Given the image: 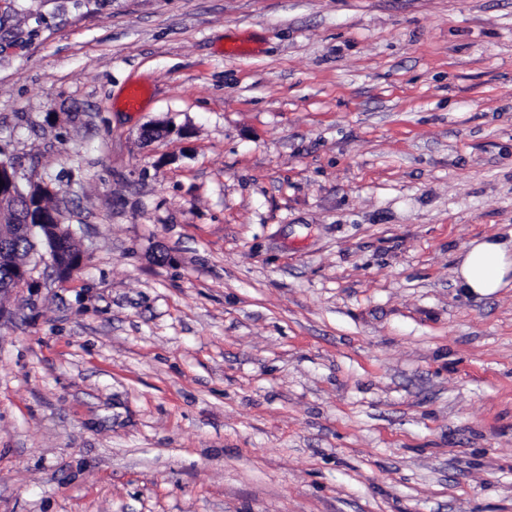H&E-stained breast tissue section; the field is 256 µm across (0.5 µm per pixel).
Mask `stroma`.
<instances>
[{"label": "stroma", "instance_id": "35a3bbf8", "mask_svg": "<svg viewBox=\"0 0 512 512\" xmlns=\"http://www.w3.org/2000/svg\"><path fill=\"white\" fill-rule=\"evenodd\" d=\"M0 159V512H512V0H0ZM17 209L15 221L11 224H5L0 213V265H7L15 271V283L17 286L25 285L26 287L34 288L36 284L33 278L34 270L30 273L28 262L19 260L4 243H1V241L6 238L26 237L33 242L35 230L38 229L41 236L42 233H45L47 239L53 244V249H49V254L59 276H68L82 266L84 257L79 251L74 252L72 250L70 255L63 256L62 250L58 249L59 239L68 238L70 232L68 228H65L64 225L59 222L52 212V221L48 222L50 224H31L30 216H27L26 210H22L21 206H18ZM29 240L16 238L11 242V246L15 250L23 252L30 251L33 249V245ZM509 259L508 243L496 240L476 242L465 253L458 269L457 278L467 291L479 295H491L504 288L508 272H512V241Z\"/></svg>", "mask_w": 512, "mask_h": 512}]
</instances>
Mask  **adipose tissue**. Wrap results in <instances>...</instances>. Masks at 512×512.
Returning a JSON list of instances; mask_svg holds the SVG:
<instances>
[{"label": "adipose tissue", "mask_w": 512, "mask_h": 512, "mask_svg": "<svg viewBox=\"0 0 512 512\" xmlns=\"http://www.w3.org/2000/svg\"><path fill=\"white\" fill-rule=\"evenodd\" d=\"M512 271V248L507 243L484 240L472 244L465 253L457 277L467 291L491 295L505 287V278Z\"/></svg>", "instance_id": "1"}]
</instances>
